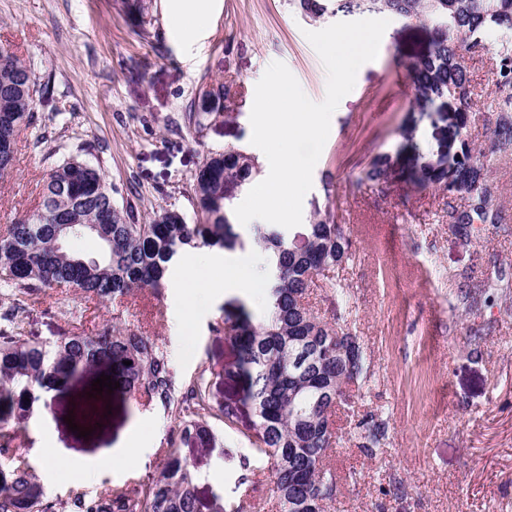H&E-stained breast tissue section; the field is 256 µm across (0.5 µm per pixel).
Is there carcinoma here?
<instances>
[{"instance_id": "obj_1", "label": "carcinoma", "mask_w": 512, "mask_h": 512, "mask_svg": "<svg viewBox=\"0 0 512 512\" xmlns=\"http://www.w3.org/2000/svg\"><path fill=\"white\" fill-rule=\"evenodd\" d=\"M304 16L316 21L341 13H384L405 21H422L431 37L425 52L412 57L406 69L425 111L448 97L458 104L457 132L473 119V89L464 56L485 47L492 29L512 30V0H292ZM495 69V121L485 139L474 146L459 141L451 167L441 166L414 176L446 192L448 225L467 232L476 224H503L498 186L486 162L512 154V37L492 52ZM30 69L0 48V144L16 146L22 127L31 123L37 93ZM260 173L257 159L242 150L210 153L194 179L198 219L188 224L174 209H163L148 224L118 205V188L101 169L71 156L52 169L41 201L32 214L0 233V293L12 305L0 312V512H49L31 467L14 446V426L31 418L38 391L65 385L99 372L120 383V389L141 394L171 412L177 429L167 442L164 463L153 478L120 487H106L88 499L72 492L66 512H200V476L182 457L177 441L193 438L214 444L209 420L233 416L231 405L216 408L204 375L180 381L166 350L144 332L118 325L93 334L75 327L52 342H40L25 330L31 300L54 288H71L87 304L122 299L137 291L161 294L175 256L187 246L233 251L243 246L231 231L233 200ZM385 163L375 160L364 181L386 182ZM71 223L57 235L58 219ZM90 237L97 250H70L73 241ZM257 242L273 257L265 278L266 309L253 316L246 303L224 314L214 329L237 346L238 358L224 369V378L246 381L244 400L254 410L251 441L270 462L279 512H327L336 492L327 458L336 445V406L347 405L346 389L364 385L370 367L362 345L353 338L349 368L336 363L335 337H351L339 323L319 319L307 300L314 276L336 267L348 255L350 241L331 214L307 225L302 247L283 228L264 224ZM499 287L486 278L483 289L467 294L469 307ZM308 356H303L304 348ZM388 425L380 420L357 434L359 447L373 452L385 440ZM310 504V510L303 509Z\"/></svg>"}]
</instances>
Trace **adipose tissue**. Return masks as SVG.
I'll list each match as a JSON object with an SVG mask.
<instances>
[{"instance_id": "obj_1", "label": "adipose tissue", "mask_w": 512, "mask_h": 512, "mask_svg": "<svg viewBox=\"0 0 512 512\" xmlns=\"http://www.w3.org/2000/svg\"><path fill=\"white\" fill-rule=\"evenodd\" d=\"M167 9L180 30V36L191 39L199 35L210 18L209 0H166ZM177 271L175 279L179 287L186 290L207 286L214 287L224 281L229 287H244L245 267L224 264L220 253L214 248L198 246L180 252L174 261ZM143 428L133 424L126 432L120 446L90 462L93 470H135L138 465L139 443Z\"/></svg>"}]
</instances>
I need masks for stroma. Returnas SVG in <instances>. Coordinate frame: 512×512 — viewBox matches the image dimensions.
<instances>
[{"label": "stroma", "mask_w": 512, "mask_h": 512, "mask_svg": "<svg viewBox=\"0 0 512 512\" xmlns=\"http://www.w3.org/2000/svg\"><path fill=\"white\" fill-rule=\"evenodd\" d=\"M326 26L289 0H219L200 39L184 43L164 0H143L138 13L125 0H0V47L50 89L20 133L13 169L0 176V229L35 211L51 169L77 152L102 168L139 223L164 208L196 222L194 177L208 153L251 150L250 106L271 62H283L310 99H324L326 70L305 34ZM427 42L424 23L390 18L377 59L359 69L331 117L303 199L304 221L331 213L351 241L349 260L334 272L347 299L317 288L309 303L322 320L344 316L372 373L350 409L336 412L329 512H512V229L483 224L461 237L447 224L438 188L408 177L458 145L453 100L425 112L414 104L406 64ZM465 65L477 117L467 135L477 143L496 117L490 54L466 55ZM222 83L238 86L234 101H203L206 87ZM193 115L199 126L190 125ZM384 157L393 167L388 182L379 190L360 185ZM498 271L504 282L490 303L466 307L462 292ZM236 303L213 292L180 326L178 290L169 284L158 296L143 291L99 306L86 329L144 327L171 355L179 380L204 376L216 404L237 400L232 419L211 422L217 447L184 441L180 452L201 475L202 505L220 496L242 512H276L267 460L249 440L245 383L224 377L237 349L212 329ZM78 304L73 290L48 291L28 315L29 335L57 339ZM92 381L88 374L50 391L15 428L45 503L56 507L76 489L92 496L106 484L151 478L163 461L170 415L129 394H93ZM89 410L104 411L102 425L84 422ZM139 418L146 429L133 474L60 480L40 452L52 446L72 461L94 457ZM368 418L388 424L373 455L354 438L356 423ZM72 422L78 431L69 430Z\"/></svg>", "instance_id": "1"}]
</instances>
